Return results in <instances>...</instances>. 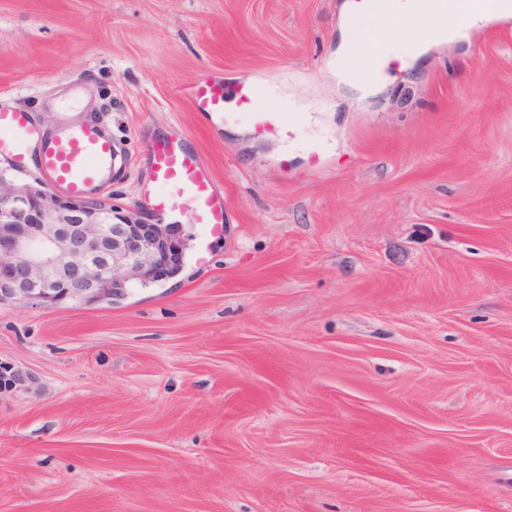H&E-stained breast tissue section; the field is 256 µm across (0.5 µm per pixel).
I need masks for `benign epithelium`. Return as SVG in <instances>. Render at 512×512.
<instances>
[{
	"instance_id": "benign-epithelium-1",
	"label": "benign epithelium",
	"mask_w": 512,
	"mask_h": 512,
	"mask_svg": "<svg viewBox=\"0 0 512 512\" xmlns=\"http://www.w3.org/2000/svg\"><path fill=\"white\" fill-rule=\"evenodd\" d=\"M184 251L175 225L152 224L108 196L76 202L0 179V299L109 300L106 283L169 277Z\"/></svg>"
}]
</instances>
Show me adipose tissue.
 Wrapping results in <instances>:
<instances>
[{"label": "adipose tissue", "instance_id": "ef3b65f1", "mask_svg": "<svg viewBox=\"0 0 512 512\" xmlns=\"http://www.w3.org/2000/svg\"><path fill=\"white\" fill-rule=\"evenodd\" d=\"M459 0H367L361 12L353 13L349 25L354 29L364 56L370 63L369 69L359 68L356 61L349 57L341 58L336 63V75L344 83L358 89L374 86L371 72L381 71L387 58L404 55L412 59L420 51L418 45L412 43H394L383 40V53H376L379 46L370 40L373 30L381 29L390 19L407 20L416 16L426 17L430 22V37L454 38L458 31L453 24L454 17L460 12Z\"/></svg>", "mask_w": 512, "mask_h": 512}]
</instances>
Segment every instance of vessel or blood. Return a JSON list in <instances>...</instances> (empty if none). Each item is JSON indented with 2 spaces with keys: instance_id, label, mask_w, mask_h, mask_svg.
Returning a JSON list of instances; mask_svg holds the SVG:
<instances>
[{
  "instance_id": "b4317fda",
  "label": "vessel or blood",
  "mask_w": 512,
  "mask_h": 512,
  "mask_svg": "<svg viewBox=\"0 0 512 512\" xmlns=\"http://www.w3.org/2000/svg\"><path fill=\"white\" fill-rule=\"evenodd\" d=\"M190 96L214 123H223L232 98L247 112L255 134L274 137L281 132L275 114L260 106L253 85L232 90L224 82L205 80L191 86ZM143 157L147 179L142 202L158 220L185 212L210 234L223 233L224 192L195 149L159 136L144 142ZM0 160L20 173L36 168L50 190L76 201L104 193L126 163L106 128L90 115L73 112L42 130L29 113L6 108H0Z\"/></svg>"
}]
</instances>
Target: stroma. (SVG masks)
I'll use <instances>...</instances> for the list:
<instances>
[{
  "mask_svg": "<svg viewBox=\"0 0 512 512\" xmlns=\"http://www.w3.org/2000/svg\"><path fill=\"white\" fill-rule=\"evenodd\" d=\"M354 0H0V108L89 112L137 207L187 141L226 224L109 301L0 305V512H512V18L336 77ZM262 89L279 136L217 125ZM193 103L210 117L216 124L224 123L230 112H226L229 97H234L242 112H247L252 130L259 136L275 137L281 132V124L276 115L266 112L259 104V94L255 86L238 84L230 90L224 81H200L190 88ZM226 112V113H224Z\"/></svg>",
  "mask_w": 512,
  "mask_h": 512,
  "instance_id": "35a3bbf8",
  "label": "stroma"
}]
</instances>
